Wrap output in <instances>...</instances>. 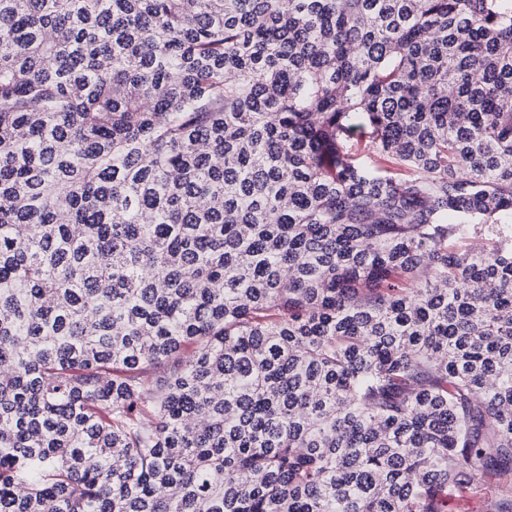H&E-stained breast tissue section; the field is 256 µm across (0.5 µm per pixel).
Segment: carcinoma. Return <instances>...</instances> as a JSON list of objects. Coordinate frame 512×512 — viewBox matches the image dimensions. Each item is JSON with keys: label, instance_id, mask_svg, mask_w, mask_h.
<instances>
[{"label": "carcinoma", "instance_id": "cac0c4a2", "mask_svg": "<svg viewBox=\"0 0 512 512\" xmlns=\"http://www.w3.org/2000/svg\"><path fill=\"white\" fill-rule=\"evenodd\" d=\"M2 366L0 512H512V0H0ZM489 496V490H484L478 494H465L462 497L458 496L455 490L448 489L447 512H486Z\"/></svg>", "mask_w": 512, "mask_h": 512}]
</instances>
